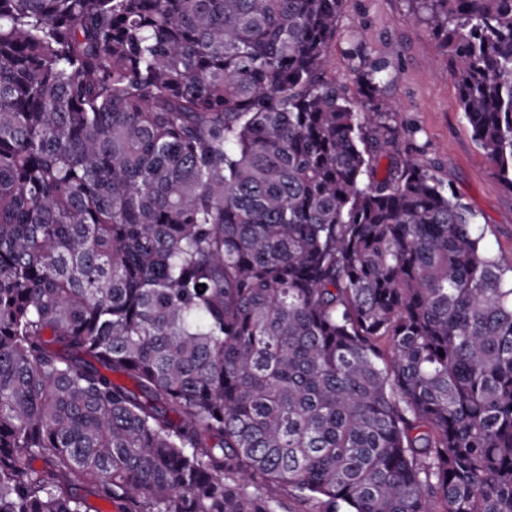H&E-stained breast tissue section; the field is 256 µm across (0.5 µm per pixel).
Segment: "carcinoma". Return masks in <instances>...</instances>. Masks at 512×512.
<instances>
[{
  "label": "carcinoma",
  "instance_id": "1",
  "mask_svg": "<svg viewBox=\"0 0 512 512\" xmlns=\"http://www.w3.org/2000/svg\"><path fill=\"white\" fill-rule=\"evenodd\" d=\"M413 2L512 190V0ZM344 3L0 0V512H512V277Z\"/></svg>",
  "mask_w": 512,
  "mask_h": 512
}]
</instances>
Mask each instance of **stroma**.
<instances>
[{
    "label": "stroma",
    "mask_w": 512,
    "mask_h": 512,
    "mask_svg": "<svg viewBox=\"0 0 512 512\" xmlns=\"http://www.w3.org/2000/svg\"><path fill=\"white\" fill-rule=\"evenodd\" d=\"M384 62L388 78L373 98L357 63ZM329 72L360 107L393 104L400 150L412 152L479 216L483 244L512 270V190L495 176L459 109L454 76L414 0H346L338 18Z\"/></svg>",
    "instance_id": "35a3bbf8"
}]
</instances>
